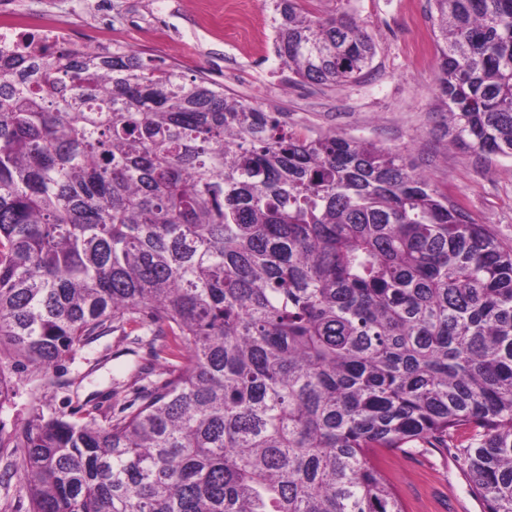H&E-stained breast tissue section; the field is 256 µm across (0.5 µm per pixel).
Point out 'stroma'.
Returning <instances> with one entry per match:
<instances>
[{
    "mask_svg": "<svg viewBox=\"0 0 512 512\" xmlns=\"http://www.w3.org/2000/svg\"><path fill=\"white\" fill-rule=\"evenodd\" d=\"M23 14L41 22L65 21L76 33H105L163 66L202 76L226 91L288 115L293 130L336 133L400 151L426 172L439 192L472 219L512 244V158L478 154L452 142L438 90V50H418L433 34L428 0H301L317 16L349 12L371 37L376 54L356 82L335 87L288 81L273 51V22L261 0H247L246 26H239L228 0H112L108 27H101L98 0H18ZM152 336L113 332L65 357L50 373L14 366L9 352L0 367L15 384L0 406V424L21 430L32 406L45 415L104 413L132 402L144 384L139 372ZM54 383L43 386L45 376ZM387 474L406 512H484L469 492L466 473L443 448L409 444L386 458Z\"/></svg>",
    "mask_w": 512,
    "mask_h": 512,
    "instance_id": "stroma-1",
    "label": "stroma"
}]
</instances>
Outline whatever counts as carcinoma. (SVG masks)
<instances>
[{"mask_svg": "<svg viewBox=\"0 0 512 512\" xmlns=\"http://www.w3.org/2000/svg\"><path fill=\"white\" fill-rule=\"evenodd\" d=\"M452 141L512 158V0H429ZM301 82L354 18L262 0ZM147 327L165 376L98 422L38 407L30 512H406L382 450L446 448L512 512V246L406 159L131 50L0 52V347L49 370Z\"/></svg>", "mask_w": 512, "mask_h": 512, "instance_id": "1", "label": "carcinoma"}]
</instances>
